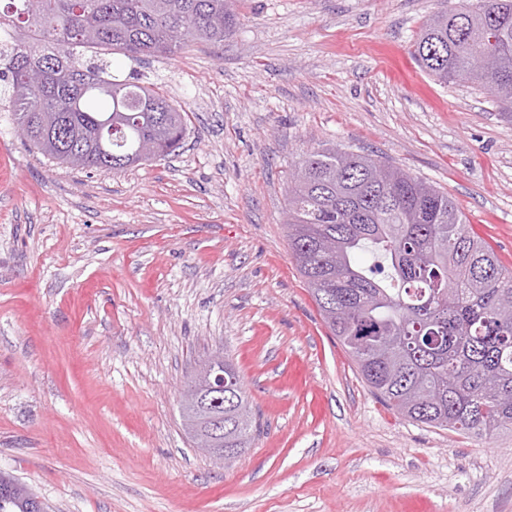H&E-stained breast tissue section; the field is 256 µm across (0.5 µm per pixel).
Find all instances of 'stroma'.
<instances>
[{
    "mask_svg": "<svg viewBox=\"0 0 512 512\" xmlns=\"http://www.w3.org/2000/svg\"><path fill=\"white\" fill-rule=\"evenodd\" d=\"M460 0H241L221 45L109 54L188 115L118 173L29 148L0 105V471L52 512H512V433L410 421L363 381L288 247V176L367 150L448 193L512 267V122L422 71ZM257 413L222 466L180 417L213 353Z\"/></svg>",
    "mask_w": 512,
    "mask_h": 512,
    "instance_id": "35a3bbf8",
    "label": "stroma"
}]
</instances>
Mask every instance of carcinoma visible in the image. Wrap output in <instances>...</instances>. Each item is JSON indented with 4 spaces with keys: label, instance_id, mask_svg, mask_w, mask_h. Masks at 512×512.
Wrapping results in <instances>:
<instances>
[{
    "label": "carcinoma",
    "instance_id": "cac0c4a2",
    "mask_svg": "<svg viewBox=\"0 0 512 512\" xmlns=\"http://www.w3.org/2000/svg\"><path fill=\"white\" fill-rule=\"evenodd\" d=\"M235 0H0V99L26 142L60 164L119 172L183 143L187 113L113 75L101 52L173 54L218 43ZM442 84L460 71L512 121V0L436 14L414 43ZM112 117V129L101 121ZM288 246L325 324L399 415L477 437L512 432V270L471 235L448 194L373 154L315 150L288 181ZM224 399L181 411L196 437L220 422L224 461L254 439L224 353ZM0 472V512H46Z\"/></svg>",
    "mask_w": 512,
    "mask_h": 512
}]
</instances>
